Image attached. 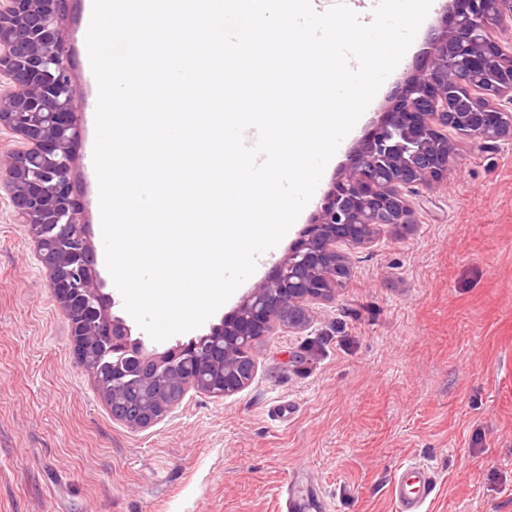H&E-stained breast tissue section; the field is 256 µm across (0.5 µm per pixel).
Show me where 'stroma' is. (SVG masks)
Instances as JSON below:
<instances>
[{
	"mask_svg": "<svg viewBox=\"0 0 512 512\" xmlns=\"http://www.w3.org/2000/svg\"><path fill=\"white\" fill-rule=\"evenodd\" d=\"M442 11L371 101L423 63ZM460 160L411 199L414 224L350 249V278L310 322L256 344L249 386L189 392L151 427L113 418L0 189V512H396L399 467L435 474L426 512H512V139L452 135ZM343 167L325 168L281 258Z\"/></svg>",
	"mask_w": 512,
	"mask_h": 512,
	"instance_id": "35a3bbf8",
	"label": "stroma"
}]
</instances>
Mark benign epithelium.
Returning a JSON list of instances; mask_svg holds the SVG:
<instances>
[{"mask_svg": "<svg viewBox=\"0 0 512 512\" xmlns=\"http://www.w3.org/2000/svg\"><path fill=\"white\" fill-rule=\"evenodd\" d=\"M74 2L0 0V126L22 142L0 160V188L48 271L77 364L86 368L96 345L112 387L132 388L138 415L119 421L135 428L162 420L191 390L226 398L245 389L253 373L242 375L240 364L257 342L304 325L311 306L340 295L350 276L344 248L414 222L410 197L457 163L448 133L512 139V0L448 4L426 42L427 64L388 95L385 118L350 152L285 256L210 333L150 350L112 314L84 206L70 198L84 117L62 36Z\"/></svg>", "mask_w": 512, "mask_h": 512, "instance_id": "1", "label": "benign epithelium"}]
</instances>
